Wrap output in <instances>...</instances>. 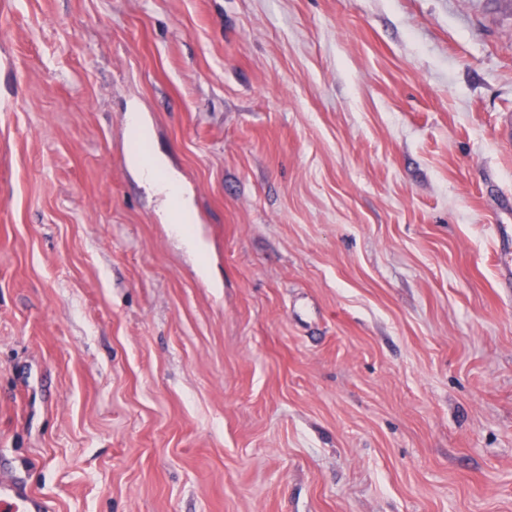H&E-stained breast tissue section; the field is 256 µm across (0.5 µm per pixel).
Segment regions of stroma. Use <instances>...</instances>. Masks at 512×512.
Segmentation results:
<instances>
[{
    "instance_id": "1",
    "label": "stroma",
    "mask_w": 512,
    "mask_h": 512,
    "mask_svg": "<svg viewBox=\"0 0 512 512\" xmlns=\"http://www.w3.org/2000/svg\"><path fill=\"white\" fill-rule=\"evenodd\" d=\"M509 115L512 0H0V478L512 512ZM140 178L150 185L154 186L156 190L164 196L166 203V216L170 215L171 209L174 208L176 212V222L172 224H194L195 212L189 198H185L181 193L177 179L173 174L162 175L160 160H156L153 166L147 167L141 163H135ZM174 200L177 201L176 206H173Z\"/></svg>"
}]
</instances>
